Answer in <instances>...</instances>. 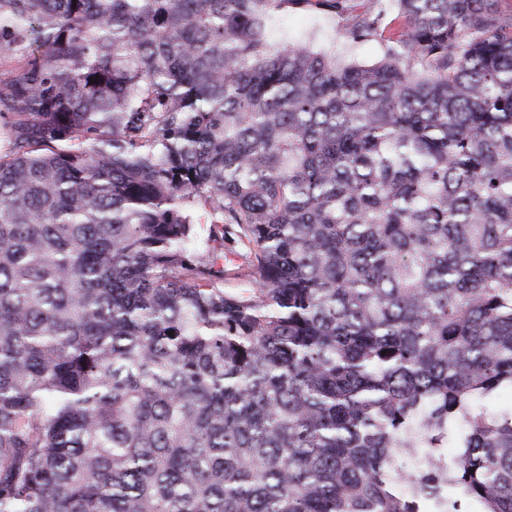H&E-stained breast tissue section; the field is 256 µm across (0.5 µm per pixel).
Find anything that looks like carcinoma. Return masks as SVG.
Listing matches in <instances>:
<instances>
[{"label": "carcinoma", "instance_id": "cac0c4a2", "mask_svg": "<svg viewBox=\"0 0 512 512\" xmlns=\"http://www.w3.org/2000/svg\"><path fill=\"white\" fill-rule=\"evenodd\" d=\"M312 2L0 0V512H512V13ZM371 0H349L348 12L344 16L319 7L309 6L277 13L269 24L268 42L273 46L308 44L315 50L343 52L347 59L361 63H372L383 54V44L377 41L359 45H348L343 41V32L348 16L364 10Z\"/></svg>", "mask_w": 512, "mask_h": 512}]
</instances>
